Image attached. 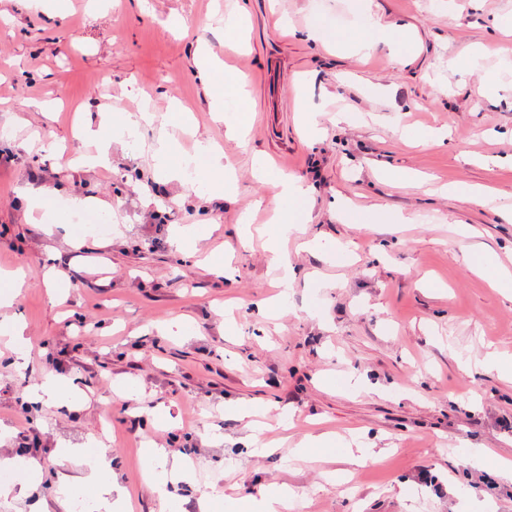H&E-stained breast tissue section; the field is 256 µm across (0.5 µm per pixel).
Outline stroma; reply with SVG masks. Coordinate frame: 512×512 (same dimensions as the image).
<instances>
[{
  "instance_id": "stroma-1",
  "label": "stroma",
  "mask_w": 512,
  "mask_h": 512,
  "mask_svg": "<svg viewBox=\"0 0 512 512\" xmlns=\"http://www.w3.org/2000/svg\"><path fill=\"white\" fill-rule=\"evenodd\" d=\"M204 48L223 62L206 81ZM228 74L253 104L240 140L210 110L233 109ZM162 140L217 145L234 194L169 178ZM103 146L108 165L81 164ZM257 159L311 189L290 227ZM77 198L109 233L72 221ZM466 252L512 272V0H0V453L43 472L9 512L90 498V462L57 450L92 438L126 512L205 494L229 512L226 487L280 485L292 512H512V375L484 363L512 360V298ZM49 375L76 387L68 406L27 404ZM236 405L267 409L275 453L249 454ZM152 445L193 465L167 499L144 478Z\"/></svg>"
}]
</instances>
